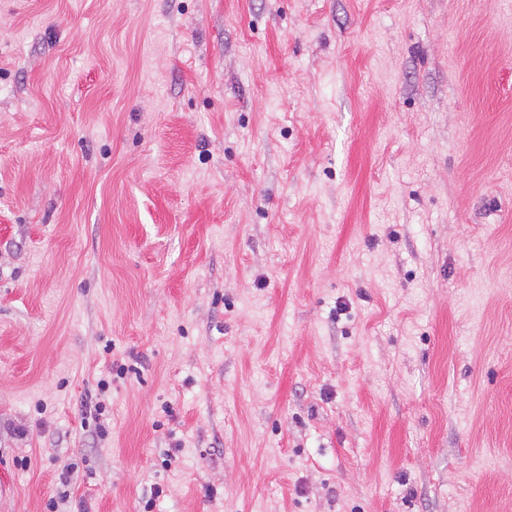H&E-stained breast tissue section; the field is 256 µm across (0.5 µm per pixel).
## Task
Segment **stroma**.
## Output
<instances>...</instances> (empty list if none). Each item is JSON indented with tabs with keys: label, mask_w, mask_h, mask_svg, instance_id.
Wrapping results in <instances>:
<instances>
[{
	"label": "stroma",
	"mask_w": 512,
	"mask_h": 512,
	"mask_svg": "<svg viewBox=\"0 0 512 512\" xmlns=\"http://www.w3.org/2000/svg\"><path fill=\"white\" fill-rule=\"evenodd\" d=\"M0 512H512V0H0Z\"/></svg>",
	"instance_id": "1"
}]
</instances>
